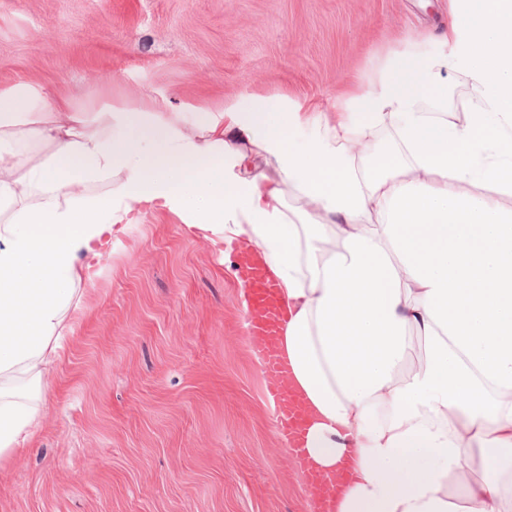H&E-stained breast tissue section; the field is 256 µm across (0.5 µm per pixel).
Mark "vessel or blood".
<instances>
[{"instance_id": "vessel-or-blood-1", "label": "vessel or blood", "mask_w": 512, "mask_h": 512, "mask_svg": "<svg viewBox=\"0 0 512 512\" xmlns=\"http://www.w3.org/2000/svg\"><path fill=\"white\" fill-rule=\"evenodd\" d=\"M235 272L244 284L242 303L248 324L246 334L253 356L261 363L267 398L273 407L276 432L292 454L310 503V512H334L335 500L326 480L304 461L307 407L292 388L287 363L280 348L283 306L280 285L253 246L245 240L233 249Z\"/></svg>"}]
</instances>
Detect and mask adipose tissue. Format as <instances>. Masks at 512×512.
<instances>
[{"mask_svg": "<svg viewBox=\"0 0 512 512\" xmlns=\"http://www.w3.org/2000/svg\"><path fill=\"white\" fill-rule=\"evenodd\" d=\"M158 211L248 236L279 280L307 461L351 468L336 512H512V0H448L326 109L85 112L1 86L0 468L37 436L78 285Z\"/></svg>", "mask_w": 512, "mask_h": 512, "instance_id": "1", "label": "adipose tissue"}]
</instances>
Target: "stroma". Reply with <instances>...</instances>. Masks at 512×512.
<instances>
[{"label": "stroma", "mask_w": 512, "mask_h": 512, "mask_svg": "<svg viewBox=\"0 0 512 512\" xmlns=\"http://www.w3.org/2000/svg\"><path fill=\"white\" fill-rule=\"evenodd\" d=\"M448 0H0V86L77 108L238 97L331 104ZM235 259L166 213L127 225L79 286L41 429L0 512H309L245 340Z\"/></svg>", "instance_id": "stroma-1"}]
</instances>
